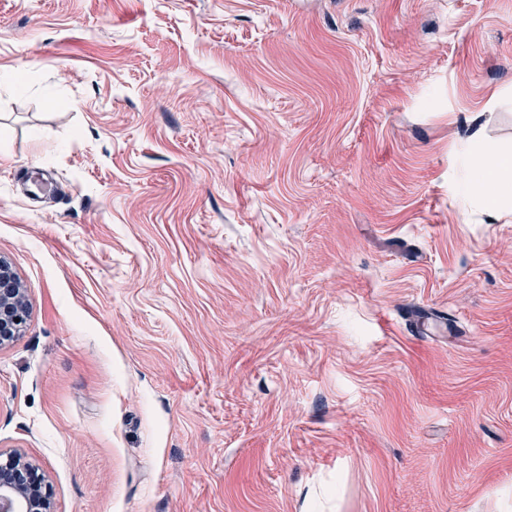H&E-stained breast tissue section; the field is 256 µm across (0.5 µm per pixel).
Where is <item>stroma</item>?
<instances>
[{
	"mask_svg": "<svg viewBox=\"0 0 512 512\" xmlns=\"http://www.w3.org/2000/svg\"><path fill=\"white\" fill-rule=\"evenodd\" d=\"M0 452L56 512H512V0H0ZM482 114L472 119L470 145L464 154L468 175H465L461 188V199L466 204L472 196L478 195L479 182H491L494 191L481 197V203L489 216L500 220L509 213V208L512 210V152L506 153L498 145L484 139L480 121ZM29 311L27 288L11 263L0 257V349L22 336Z\"/></svg>",
	"mask_w": 512,
	"mask_h": 512,
	"instance_id": "stroma-1",
	"label": "stroma"
}]
</instances>
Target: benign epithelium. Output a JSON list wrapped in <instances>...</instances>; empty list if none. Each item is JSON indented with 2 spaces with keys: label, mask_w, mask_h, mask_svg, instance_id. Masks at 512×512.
<instances>
[{
  "label": "benign epithelium",
  "mask_w": 512,
  "mask_h": 512,
  "mask_svg": "<svg viewBox=\"0 0 512 512\" xmlns=\"http://www.w3.org/2000/svg\"><path fill=\"white\" fill-rule=\"evenodd\" d=\"M30 311L27 288L11 263L0 257V349L22 335ZM0 512H54L50 484L25 452H0Z\"/></svg>",
  "instance_id": "benign-epithelium-1"
}]
</instances>
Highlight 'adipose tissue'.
<instances>
[{
	"instance_id": "1",
	"label": "adipose tissue",
	"mask_w": 512,
	"mask_h": 512,
	"mask_svg": "<svg viewBox=\"0 0 512 512\" xmlns=\"http://www.w3.org/2000/svg\"><path fill=\"white\" fill-rule=\"evenodd\" d=\"M469 142L464 154L467 175L461 188V199L466 202L472 196H479V183H492L493 192L480 196L481 203L489 216L502 219L504 214L512 210V152L486 141L483 125L478 120L473 123Z\"/></svg>"
}]
</instances>
